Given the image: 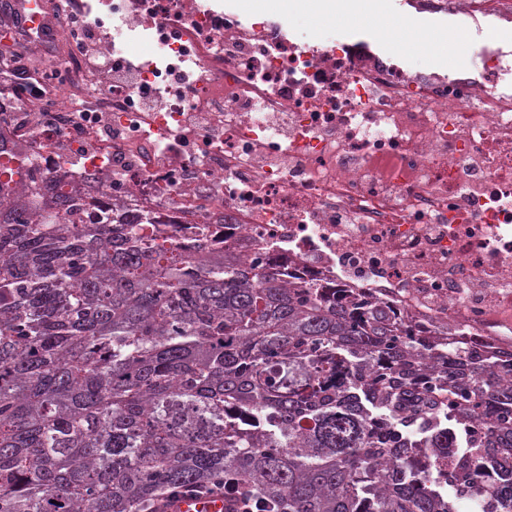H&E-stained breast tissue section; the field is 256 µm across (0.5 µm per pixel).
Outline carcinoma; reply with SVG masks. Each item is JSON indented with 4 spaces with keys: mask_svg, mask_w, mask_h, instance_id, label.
Wrapping results in <instances>:
<instances>
[{
    "mask_svg": "<svg viewBox=\"0 0 512 512\" xmlns=\"http://www.w3.org/2000/svg\"><path fill=\"white\" fill-rule=\"evenodd\" d=\"M90 207L0 167V512L220 478L262 512H512V352Z\"/></svg>",
    "mask_w": 512,
    "mask_h": 512,
    "instance_id": "1",
    "label": "carcinoma"
}]
</instances>
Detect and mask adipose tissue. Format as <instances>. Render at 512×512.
I'll list each match as a JSON object with an SVG mask.
<instances>
[{"label": "adipose tissue", "mask_w": 512, "mask_h": 512, "mask_svg": "<svg viewBox=\"0 0 512 512\" xmlns=\"http://www.w3.org/2000/svg\"><path fill=\"white\" fill-rule=\"evenodd\" d=\"M327 17L369 24L377 32L386 35L393 48L409 46L426 56L439 52L452 68L461 63L458 54L459 34L451 33L439 40H432L420 22H396L389 15L374 12L370 0H330L326 16H314L313 21L319 24Z\"/></svg>", "instance_id": "ef3b65f1"}]
</instances>
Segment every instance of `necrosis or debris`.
I'll return each instance as SVG.
<instances>
[{
    "label": "necrosis or debris",
    "instance_id": "necrosis-or-debris-1",
    "mask_svg": "<svg viewBox=\"0 0 512 512\" xmlns=\"http://www.w3.org/2000/svg\"><path fill=\"white\" fill-rule=\"evenodd\" d=\"M40 2L55 64L28 87L34 112L0 114V152L109 195L113 214L164 221L177 244L202 226L249 260L388 303L421 334L512 350V51L484 32L512 16L505 0H442L476 37V74L448 77L373 52L371 32L290 34L216 0ZM104 29L102 55L123 60L132 37L147 49L129 87L96 93L68 62Z\"/></svg>",
    "mask_w": 512,
    "mask_h": 512
}]
</instances>
